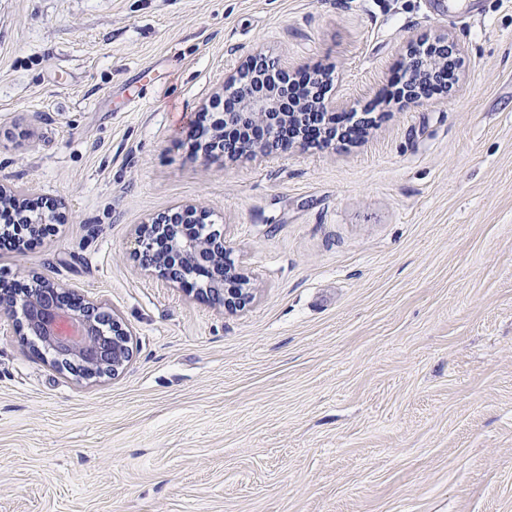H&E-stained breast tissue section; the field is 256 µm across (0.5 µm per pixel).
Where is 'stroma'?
Wrapping results in <instances>:
<instances>
[{"label": "stroma", "instance_id": "1", "mask_svg": "<svg viewBox=\"0 0 512 512\" xmlns=\"http://www.w3.org/2000/svg\"><path fill=\"white\" fill-rule=\"evenodd\" d=\"M0 0V182L59 203L0 277L130 329L114 377L0 319V512H512V0ZM447 34L449 93L380 100ZM326 67L351 143L201 163L253 54ZM212 214L257 291L227 312L145 272L139 224Z\"/></svg>", "mask_w": 512, "mask_h": 512}]
</instances>
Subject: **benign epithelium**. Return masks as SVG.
I'll return each mask as SVG.
<instances>
[{
    "label": "benign epithelium",
    "instance_id": "obj_1",
    "mask_svg": "<svg viewBox=\"0 0 512 512\" xmlns=\"http://www.w3.org/2000/svg\"><path fill=\"white\" fill-rule=\"evenodd\" d=\"M455 48L448 35L418 38L402 62L406 81L419 92L426 75L439 66L438 51ZM258 58L252 57L224 82V112L216 119L217 137L196 152L202 160L216 155L268 157L277 151L305 150L303 138L285 139L284 128L299 124L305 110L281 109L282 91H254ZM258 131V138L241 146L224 148L226 131ZM16 217L14 224H1L0 236L11 237L13 251L22 254L30 241L43 235L44 225L31 218L29 197L0 183V214ZM209 210L185 203L157 215L136 232V255L141 265L167 282L184 284L206 280L205 295L229 312L243 310L254 298L250 277L231 258L233 249L224 232L208 223ZM21 311L17 332L34 349L52 355L53 367L74 372L84 379L115 376L129 361L131 332L112 312L82 303L75 291L45 277L32 276V285L18 293L0 284V314Z\"/></svg>",
    "mask_w": 512,
    "mask_h": 512
}]
</instances>
